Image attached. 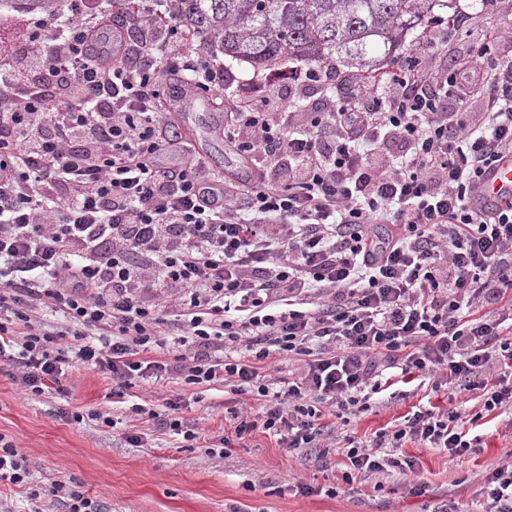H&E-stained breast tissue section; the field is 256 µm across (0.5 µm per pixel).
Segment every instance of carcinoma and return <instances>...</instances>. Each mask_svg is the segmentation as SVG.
<instances>
[{"label":"carcinoma","mask_w":512,"mask_h":512,"mask_svg":"<svg viewBox=\"0 0 512 512\" xmlns=\"http://www.w3.org/2000/svg\"><path fill=\"white\" fill-rule=\"evenodd\" d=\"M17 12L55 17L59 0H8ZM190 34L257 73L283 61L343 66L369 78L444 0H165Z\"/></svg>","instance_id":"carcinoma-1"}]
</instances>
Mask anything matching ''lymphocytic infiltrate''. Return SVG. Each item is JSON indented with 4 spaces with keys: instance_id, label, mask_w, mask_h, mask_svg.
<instances>
[{
    "instance_id": "f902f5d3",
    "label": "lymphocytic infiltrate",
    "mask_w": 512,
    "mask_h": 512,
    "mask_svg": "<svg viewBox=\"0 0 512 512\" xmlns=\"http://www.w3.org/2000/svg\"><path fill=\"white\" fill-rule=\"evenodd\" d=\"M130 15L42 20V52L0 61V361L34 394L78 364L109 374L120 399L141 381L224 384L257 402L230 408L225 448L259 428L287 450L318 448L375 395L427 382L447 390L446 409L347 437L344 482L400 467L409 441L453 460L472 450L462 397L478 394L483 418L512 408V203L469 202L512 154V65L490 43L475 57L489 71L480 112L449 111L470 87L416 50L343 96L330 72L292 68L322 86V107L292 111L272 86L225 115L239 155L267 162L244 183L212 172L161 108L156 59L196 88L228 85L175 40L172 17H142L112 64L93 58ZM47 302L64 326L35 319ZM169 336L179 352L154 358ZM274 353L300 375L266 378ZM184 409L178 396L131 407L193 443ZM484 484V512H512V463Z\"/></svg>"
}]
</instances>
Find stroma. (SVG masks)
<instances>
[{
  "label": "stroma",
  "mask_w": 512,
  "mask_h": 512,
  "mask_svg": "<svg viewBox=\"0 0 512 512\" xmlns=\"http://www.w3.org/2000/svg\"><path fill=\"white\" fill-rule=\"evenodd\" d=\"M474 2L455 0V7L468 13L467 22L426 46L436 66L458 68L490 39L497 42V60L512 63V6L478 11ZM289 70L282 64L258 76L249 65L238 64L227 92L202 96L182 82L177 93L165 91L161 98L180 133L213 171L246 181L255 165L243 162L225 140L224 114L238 102L263 95L271 82L303 109L320 106L319 88L289 84ZM12 371L11 365H0V434L28 459L31 475L28 486H0V512H31L30 491L72 479L106 512H433L451 501L459 512H480L486 500L484 475L512 461V412H506L475 427L480 442L460 459L408 442L398 456L413 462L412 471L361 475L348 485L341 448L326 449L318 460L307 448L286 452L276 438L258 430L223 455H210L182 447L180 436L117 402L111 378L101 371L78 366L61 389L40 395L25 392L12 380ZM133 393L158 411L183 395L186 418L197 422L207 438H223L229 427L225 416L233 396L222 384L185 389L174 381L143 383ZM423 397L418 390L403 400L379 401L373 411L352 417L348 433L369 439ZM76 413L81 416L77 422L72 419ZM105 415L111 425L102 423ZM133 434L141 436V446L129 444Z\"/></svg>",
  "instance_id": "stroma-1"
}]
</instances>
